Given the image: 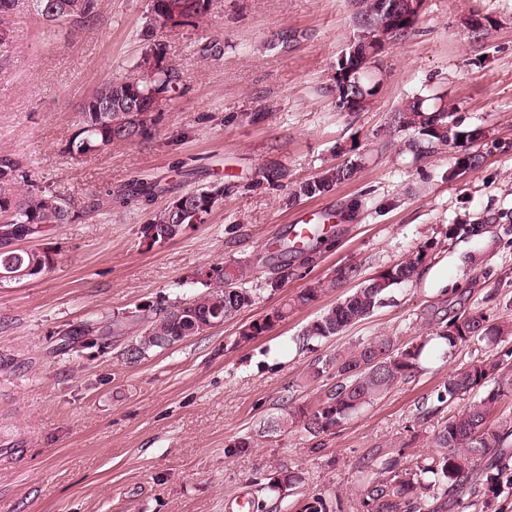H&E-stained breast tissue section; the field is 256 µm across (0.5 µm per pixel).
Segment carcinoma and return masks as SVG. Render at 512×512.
Returning a JSON list of instances; mask_svg holds the SVG:
<instances>
[{
    "instance_id": "1",
    "label": "carcinoma",
    "mask_w": 512,
    "mask_h": 512,
    "mask_svg": "<svg viewBox=\"0 0 512 512\" xmlns=\"http://www.w3.org/2000/svg\"><path fill=\"white\" fill-rule=\"evenodd\" d=\"M360 4L358 25H368L386 15L383 5L396 0H354ZM210 0H184L180 13H164V0H151V14L146 21L144 38L153 39L142 52L130 74L110 79L85 103L79 118L82 128L69 143V152L77 157L88 154L92 148H105L133 141L148 132L154 119L138 122L127 110L129 93L137 90L145 99L165 95L163 105L172 106L181 95L168 82L180 72L167 57L165 44L156 39V27L168 23L176 26L204 15ZM99 0H0V28L21 11H33L50 25L55 22L83 27L97 13ZM112 106L109 122L103 124L92 108ZM453 105L438 106L431 96L418 100L414 96L391 116V129L399 134L412 132L403 146L415 158H423L452 148L468 129L459 123ZM17 163L0 158V212L12 211L11 219L0 224V283L11 281L10 274L28 267L44 264L45 256L37 248L22 249L15 242L39 238L47 228L68 224L77 212L76 202L56 193L29 191L15 200L6 189L13 182ZM359 163L348 160L322 169L318 175L303 182H288V167L273 161L262 170V178L270 185L290 183L288 204L303 198H314L329 193L351 180ZM231 184L221 187L198 188L178 196L183 208L178 211L165 206L152 213L143 232L151 231L156 242L174 239L186 225L195 221L201 211L209 215ZM278 263L272 267V276L265 280V288L275 292L283 287L292 272L291 259L310 254V244L291 247L281 240L274 251ZM429 247L420 246L404 260L382 270L378 275L361 280V270L348 266L339 272L343 280H361L358 288L335 305L324 310L302 332V340L326 339L336 336L348 327L371 316L383 303L385 294L394 286L416 278L428 261ZM250 265L232 262L211 268V273L199 280L203 291L194 297L179 301L173 307L149 321L130 349V356L138 358L153 349H166L185 337L199 335L220 320L234 318L253 301V289L245 287ZM335 287V281L325 284L317 281L264 316L251 321L239 331L237 342L246 343L270 331L284 321L288 314L315 301L318 295ZM118 324L84 322L64 333L65 345L78 342L85 336H110ZM512 330L490 322L484 312H464L446 325L438 338L450 348L471 341H501ZM424 345L398 348L389 336L359 342L314 365L306 380L314 381L324 373H336L334 389L313 407H288V413L276 420V427L288 431L302 429L313 437L334 430L352 413L362 409L387 393L398 383L414 375ZM512 358L507 350L492 358L476 361L448 375L436 394L439 403L453 401L467 394L478 398L451 419L440 424L434 434L436 456L424 458L414 469L400 470L397 463L387 461L383 470L390 480L378 481L367 488V505L373 512H465L471 500L482 498L483 507L492 506V499L500 490L512 488V419L491 420L501 397L512 393V375L503 373V365ZM302 482L297 472L281 470L269 478L265 489L272 496H280Z\"/></svg>"
}]
</instances>
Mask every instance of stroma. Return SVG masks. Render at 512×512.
Returning <instances> with one entry per match:
<instances>
[{
  "label": "stroma",
  "mask_w": 512,
  "mask_h": 512,
  "mask_svg": "<svg viewBox=\"0 0 512 512\" xmlns=\"http://www.w3.org/2000/svg\"><path fill=\"white\" fill-rule=\"evenodd\" d=\"M150 0H102L82 30L13 16L0 42V157L18 167L11 190L46 189L90 205L44 238L56 253L39 277L0 285V512H301L306 499L329 512H367L365 489L383 462L414 467L435 455L434 433L465 400L439 403L448 374L499 352L487 342L455 348L433 333L479 307L512 326V0H426L414 31L383 54L384 81L363 112L336 107L332 72L356 29L351 0H211L193 22L165 27L168 58L185 92L147 134L82 159L68 144L78 114L106 81L126 74L146 47ZM476 12L491 27L470 38ZM288 30V45L275 42ZM441 93L464 125L484 127V161L453 173L454 149L420 160L387 146L390 115L412 96ZM360 161L354 177L297 205L287 188L263 184L272 160L305 181L324 167ZM235 184L201 224L145 247L141 228L173 194ZM152 182L163 191L94 208L106 190ZM342 214L313 262L295 259L276 292L256 253L285 234L297 210ZM482 224L479 236L448 238L449 225ZM430 246L417 278L388 292L371 317L340 335L302 343L303 328L355 284L340 269L372 276ZM250 266L254 302L223 325L136 360L140 326L60 353L65 330L87 321L154 315L194 297L209 268ZM334 288L263 336L237 343L242 326L314 281ZM381 336L423 344L420 367L313 437L271 430L292 405H314L335 375L311 384V364ZM250 438L247 448L238 447ZM303 481L267 496L271 473Z\"/></svg>",
  "instance_id": "stroma-1"
}]
</instances>
